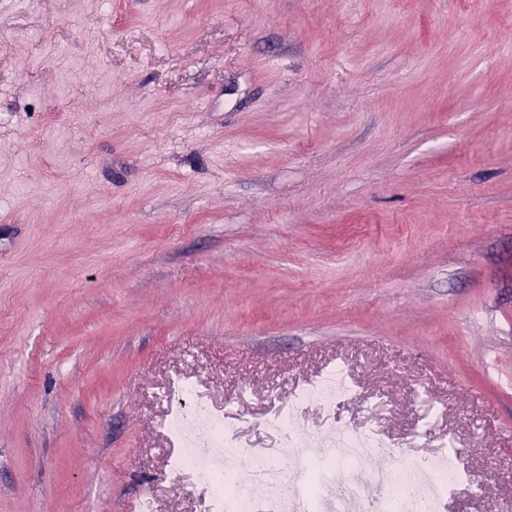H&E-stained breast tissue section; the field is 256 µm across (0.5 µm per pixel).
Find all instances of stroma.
<instances>
[{"label": "stroma", "instance_id": "stroma-1", "mask_svg": "<svg viewBox=\"0 0 512 512\" xmlns=\"http://www.w3.org/2000/svg\"><path fill=\"white\" fill-rule=\"evenodd\" d=\"M455 443L512 502V0H0V512H203L158 423ZM340 378L341 388L333 389L332 384ZM349 390V384L346 374L340 370L326 375L315 385L306 388L296 397L295 403L287 411L280 413L277 419V426L282 432L283 438L289 442L293 440L298 426V415L302 405L307 403H317L322 407L333 410L336 404V397L345 394Z\"/></svg>", "mask_w": 512, "mask_h": 512}]
</instances>
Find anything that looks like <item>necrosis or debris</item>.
I'll list each match as a JSON object with an SVG mask.
<instances>
[{"label": "necrosis or debris", "instance_id": "obj_1", "mask_svg": "<svg viewBox=\"0 0 512 512\" xmlns=\"http://www.w3.org/2000/svg\"><path fill=\"white\" fill-rule=\"evenodd\" d=\"M329 373L296 397L277 417L284 439L293 440L301 405L316 403L334 409L338 392ZM165 426L179 451L171 457V472L187 476L190 487L204 494L205 512H349L359 503L362 512H437L447 489L458 482L456 464L448 452L413 460L403 482L392 470L368 466L365 451L386 443L376 432L343 435L344 448L327 452L311 448L294 463L295 479H286L280 464L265 454L241 453L240 469L224 466V451L239 441L190 382L180 385ZM207 456H199V449Z\"/></svg>", "mask_w": 512, "mask_h": 512}]
</instances>
